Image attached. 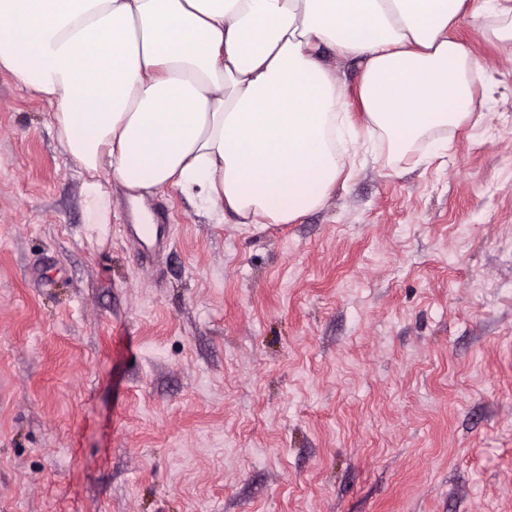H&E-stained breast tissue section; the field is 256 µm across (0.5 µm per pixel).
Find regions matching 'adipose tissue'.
I'll return each mask as SVG.
<instances>
[{
    "mask_svg": "<svg viewBox=\"0 0 512 512\" xmlns=\"http://www.w3.org/2000/svg\"><path fill=\"white\" fill-rule=\"evenodd\" d=\"M512 31L503 0H0V72L56 108L87 221L165 188L199 212L289 224L357 169L397 167L477 111L484 70L452 30ZM358 60L351 113L325 51Z\"/></svg>",
    "mask_w": 512,
    "mask_h": 512,
    "instance_id": "adipose-tissue-1",
    "label": "adipose tissue"
}]
</instances>
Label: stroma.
<instances>
[{
    "label": "stroma",
    "instance_id": "1",
    "mask_svg": "<svg viewBox=\"0 0 512 512\" xmlns=\"http://www.w3.org/2000/svg\"><path fill=\"white\" fill-rule=\"evenodd\" d=\"M448 149L290 224L182 194L86 221L54 107L0 73V512H512V39Z\"/></svg>",
    "mask_w": 512,
    "mask_h": 512
}]
</instances>
